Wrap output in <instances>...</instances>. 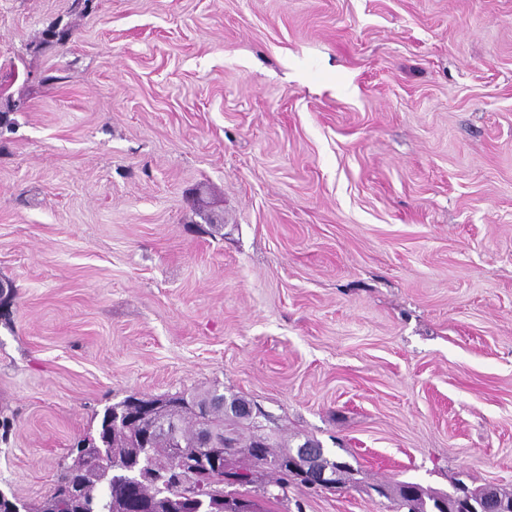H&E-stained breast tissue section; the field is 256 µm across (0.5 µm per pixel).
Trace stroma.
Wrapping results in <instances>:
<instances>
[{
	"label": "stroma",
	"instance_id": "35a3bbf8",
	"mask_svg": "<svg viewBox=\"0 0 512 512\" xmlns=\"http://www.w3.org/2000/svg\"><path fill=\"white\" fill-rule=\"evenodd\" d=\"M0 281L26 503L213 387L358 470L272 512L512 489V0H0ZM373 487L381 497L390 499L393 502L395 512H438L440 510L436 497L448 496V510H455V497L459 492V488L466 489L469 487L462 480H457L452 484L451 492H444L433 489L431 487H423L422 485L409 481L396 482L394 484H379ZM441 493V495H438Z\"/></svg>",
	"mask_w": 512,
	"mask_h": 512
}]
</instances>
